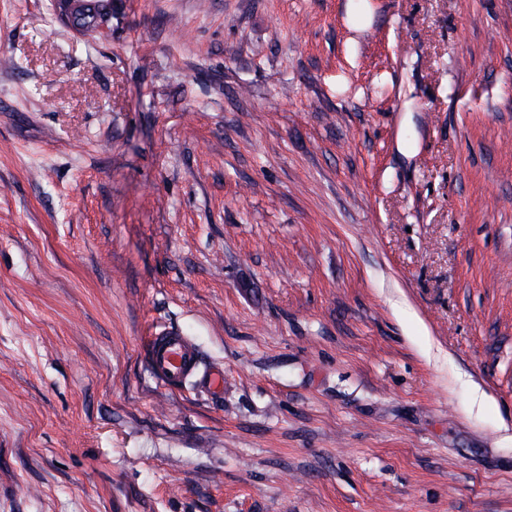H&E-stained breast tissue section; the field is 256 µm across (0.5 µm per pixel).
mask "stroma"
<instances>
[{
	"instance_id": "1",
	"label": "stroma",
	"mask_w": 512,
	"mask_h": 512,
	"mask_svg": "<svg viewBox=\"0 0 512 512\" xmlns=\"http://www.w3.org/2000/svg\"><path fill=\"white\" fill-rule=\"evenodd\" d=\"M509 133L512 0H0V512H512ZM91 7L80 18L79 24L87 29H112V1L91 0ZM146 359L153 379L169 392H179L189 382L201 392L224 390V367H202L195 343L175 327L157 328L147 342Z\"/></svg>"
}]
</instances>
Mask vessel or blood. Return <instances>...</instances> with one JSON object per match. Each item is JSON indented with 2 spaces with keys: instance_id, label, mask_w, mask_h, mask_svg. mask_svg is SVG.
<instances>
[{
  "instance_id": "1",
  "label": "vessel or blood",
  "mask_w": 512,
  "mask_h": 512,
  "mask_svg": "<svg viewBox=\"0 0 512 512\" xmlns=\"http://www.w3.org/2000/svg\"><path fill=\"white\" fill-rule=\"evenodd\" d=\"M146 359L153 379L169 392L189 384L213 394L224 389L223 366H203L195 343L175 327L157 328L147 342Z\"/></svg>"
}]
</instances>
